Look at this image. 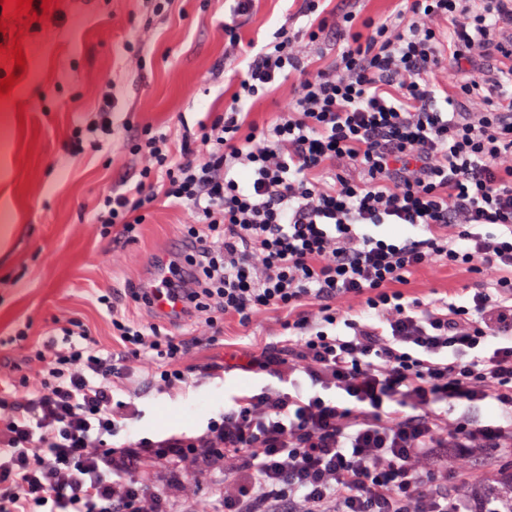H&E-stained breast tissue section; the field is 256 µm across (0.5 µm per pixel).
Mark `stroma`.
I'll return each mask as SVG.
<instances>
[{
    "instance_id": "obj_1",
    "label": "stroma",
    "mask_w": 512,
    "mask_h": 512,
    "mask_svg": "<svg viewBox=\"0 0 512 512\" xmlns=\"http://www.w3.org/2000/svg\"><path fill=\"white\" fill-rule=\"evenodd\" d=\"M43 21L23 32L24 76L0 98V225L12 232L0 243V378L31 375L30 345L55 320L85 323L101 351L117 349L110 317L96 294L147 287L170 264L184 262L181 210L156 201L133 239L112 240L96 222L102 194L137 171V158L118 140L149 125L179 140L184 125L224 109L234 64L224 58L226 0H172L163 15L145 0H55ZM111 95L116 145L96 141L91 129L104 95ZM462 267L416 271L407 291L423 302L449 298L475 284ZM130 318L159 324L189 339L182 367L188 382L159 390L150 368L134 363L115 398L141 411L117 442L172 434L198 435L232 396L270 384L250 371L249 359L285 341L288 315L270 311L250 327L225 318L214 339L203 317L174 321L124 299ZM27 328L29 340L14 341Z\"/></svg>"
}]
</instances>
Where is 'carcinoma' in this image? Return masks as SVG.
<instances>
[{
    "label": "carcinoma",
    "mask_w": 512,
    "mask_h": 512,
    "mask_svg": "<svg viewBox=\"0 0 512 512\" xmlns=\"http://www.w3.org/2000/svg\"><path fill=\"white\" fill-rule=\"evenodd\" d=\"M183 494L192 500L194 512H210L209 499L198 493V484H188ZM469 512H512V462L496 463L476 481L458 485L455 491Z\"/></svg>",
    "instance_id": "cac0c4a2"
}]
</instances>
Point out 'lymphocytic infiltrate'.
<instances>
[{
    "label": "lymphocytic infiltrate",
    "mask_w": 512,
    "mask_h": 512,
    "mask_svg": "<svg viewBox=\"0 0 512 512\" xmlns=\"http://www.w3.org/2000/svg\"><path fill=\"white\" fill-rule=\"evenodd\" d=\"M302 0L301 29L242 40L255 0H235L224 52L242 68L224 111L179 145L144 127L127 147L139 180L103 195L98 223L123 238L168 202L187 216L193 251L183 270L128 295L182 300L185 315L241 324L284 310L287 347L249 366L278 386L234 397L197 436L110 439L134 403L112 391L145 359L154 386L189 379L187 339L126 317L99 295L120 356H103L70 319L36 344L31 377L0 384V512H174L183 477L230 459L218 512H462L447 474L422 471L430 449L512 448V0H403L391 16L354 30L355 11L330 19ZM447 23L439 34L438 23ZM336 63L305 62L302 41L326 26ZM447 74L440 83L438 74ZM294 91L276 120L244 107L281 80ZM402 224L412 236L368 234ZM464 267L480 285L466 301L410 299L409 274ZM347 298L360 309L344 306ZM315 393L284 391L295 372ZM493 400L497 420L450 418L441 404ZM171 460L165 490L135 479L144 458Z\"/></svg>",
    "instance_id": "f902f5d3"
}]
</instances>
